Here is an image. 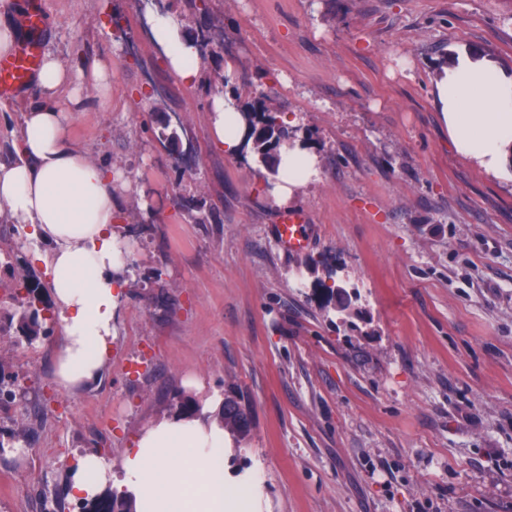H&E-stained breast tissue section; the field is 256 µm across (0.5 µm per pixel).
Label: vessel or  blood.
Segmentation results:
<instances>
[{
	"label": "vessel or blood",
	"instance_id": "1",
	"mask_svg": "<svg viewBox=\"0 0 512 512\" xmlns=\"http://www.w3.org/2000/svg\"><path fill=\"white\" fill-rule=\"evenodd\" d=\"M44 19L40 10L31 9L21 17L24 35L12 54L0 57V97L20 95L32 82L41 60L40 40ZM279 244L295 253L308 245L306 226L301 212L291 211L276 227Z\"/></svg>",
	"mask_w": 512,
	"mask_h": 512
}]
</instances>
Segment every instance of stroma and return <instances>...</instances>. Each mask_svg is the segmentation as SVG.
Segmentation results:
<instances>
[{
    "mask_svg": "<svg viewBox=\"0 0 512 512\" xmlns=\"http://www.w3.org/2000/svg\"><path fill=\"white\" fill-rule=\"evenodd\" d=\"M42 49L80 90L70 135L121 177L131 248L99 381L59 390L60 334L10 324L0 266V512H78L77 456L120 462L186 379L240 392L253 417L234 467L259 512H512V169L457 153L434 86L460 52L512 76V0H207L246 102L270 97L310 135L320 178L291 204L309 244L283 250L265 173L216 149L213 94L170 69L130 0H42ZM112 68L110 105L91 79ZM37 88L0 98V163ZM179 135L160 142L159 119ZM359 295L319 308L314 282Z\"/></svg>",
    "mask_w": 512,
    "mask_h": 512,
    "instance_id": "1",
    "label": "stroma"
}]
</instances>
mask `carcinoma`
I'll list each match as a JSON object with an SVG mask.
<instances>
[{
  "label": "carcinoma",
  "mask_w": 512,
  "mask_h": 512,
  "mask_svg": "<svg viewBox=\"0 0 512 512\" xmlns=\"http://www.w3.org/2000/svg\"><path fill=\"white\" fill-rule=\"evenodd\" d=\"M240 114L247 130V137L252 139L253 158L260 170L264 169L271 175L277 174L282 147L297 141L304 146L308 145L310 136L299 135V129L284 122L286 112L270 101L260 100L253 105H245L240 109ZM316 286L320 287L323 295V306L333 305L338 312L350 309L351 295L346 293L345 288L334 284L328 285L321 280L317 281ZM39 288L40 281L28 271L20 275L11 292V298L17 301L18 331L30 345L53 332L52 326L49 325L50 317L41 314V310L36 307L24 308V302L33 303L40 299ZM22 289L27 291V296H20ZM222 420L224 429L232 437L235 446H240L251 431L250 417L239 409L237 401L226 398ZM88 512H132V509L127 501L106 490L95 501L89 503Z\"/></svg>",
  "instance_id": "obj_1"
}]
</instances>
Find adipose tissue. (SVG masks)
I'll use <instances>...</instances> for the list:
<instances>
[{"instance_id":"obj_1","label":"adipose tissue","mask_w":512,"mask_h":512,"mask_svg":"<svg viewBox=\"0 0 512 512\" xmlns=\"http://www.w3.org/2000/svg\"><path fill=\"white\" fill-rule=\"evenodd\" d=\"M151 32L176 75L196 84L201 59L183 41L178 20L155 15ZM69 79L60 58L44 56L37 75L44 102L24 114L18 160L0 163V213L29 227L31 261L46 275L63 336L56 381L73 392L101 375L131 252L115 229L116 174L69 139L72 115L55 104ZM436 97L458 153L489 173L512 161V77L463 56L444 68ZM209 128L225 154L251 153L239 107L223 93L213 98ZM319 174L317 154L295 147L283 154L267 194L277 206H288ZM221 405L214 395L195 413L176 412L144 427L119 465L94 453L81 455L71 495L90 502L109 489L128 498L133 512H255L257 483L226 464Z\"/></svg>"}]
</instances>
